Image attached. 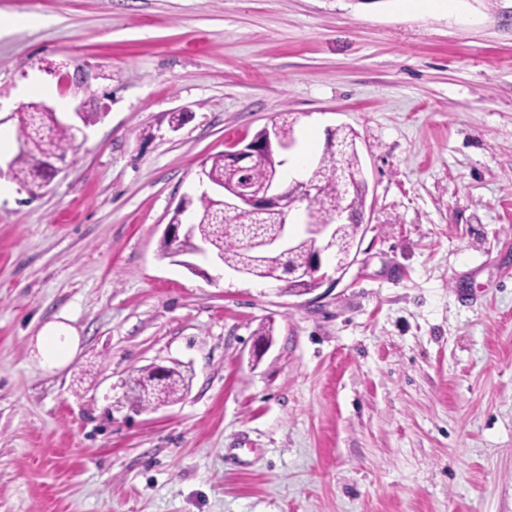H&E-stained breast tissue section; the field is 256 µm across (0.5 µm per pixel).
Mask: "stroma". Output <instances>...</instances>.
Wrapping results in <instances>:
<instances>
[{"instance_id":"stroma-1","label":"stroma","mask_w":512,"mask_h":512,"mask_svg":"<svg viewBox=\"0 0 512 512\" xmlns=\"http://www.w3.org/2000/svg\"><path fill=\"white\" fill-rule=\"evenodd\" d=\"M0 14V512H512V0ZM43 102L97 119L33 197L12 114ZM283 111L298 154L358 135L346 273L296 296L161 257L203 163ZM50 323L79 339L55 369ZM155 364L189 388L137 408ZM37 340L43 363L50 367L65 365L79 347L77 336H58L50 326L41 330Z\"/></svg>"}]
</instances>
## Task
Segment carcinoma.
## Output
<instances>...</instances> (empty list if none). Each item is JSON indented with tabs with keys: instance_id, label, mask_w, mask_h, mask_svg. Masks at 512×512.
<instances>
[{
	"instance_id": "cac0c4a2",
	"label": "carcinoma",
	"mask_w": 512,
	"mask_h": 512,
	"mask_svg": "<svg viewBox=\"0 0 512 512\" xmlns=\"http://www.w3.org/2000/svg\"><path fill=\"white\" fill-rule=\"evenodd\" d=\"M356 138L357 135L351 130L336 129L335 144H324L318 159L309 162L306 175L312 193L304 204L305 216L317 215L324 221L340 208L350 210L353 215L351 222L337 227L334 258L338 265L348 259L354 245L368 194ZM16 141L18 151L13 158V175L32 196L37 195L51 176L52 161L64 160L68 152L74 149L73 131L58 123L52 112H19ZM248 165L249 180L260 191L279 168L280 162L267 153H257ZM204 170L211 182L220 185L237 178L227 166L222 153L210 157L205 162ZM184 204L195 220L194 235L179 241L163 235L160 241L162 257L169 258L176 251L192 255L197 242L206 240L213 251L224 257L225 266L256 269L263 278L283 283L282 290L286 293L301 291L303 285L286 276L279 264L266 262L257 249L261 239L278 232L283 223L280 212L258 213L229 223L224 218L222 201L215 197L195 195L184 200ZM312 247L313 242L308 237L302 233L297 235L290 262L296 266L304 265ZM187 380L188 376L181 371L169 368L165 383L159 385L154 369H141L132 379L128 398L143 408L159 402L170 403L186 389Z\"/></svg>"
}]
</instances>
